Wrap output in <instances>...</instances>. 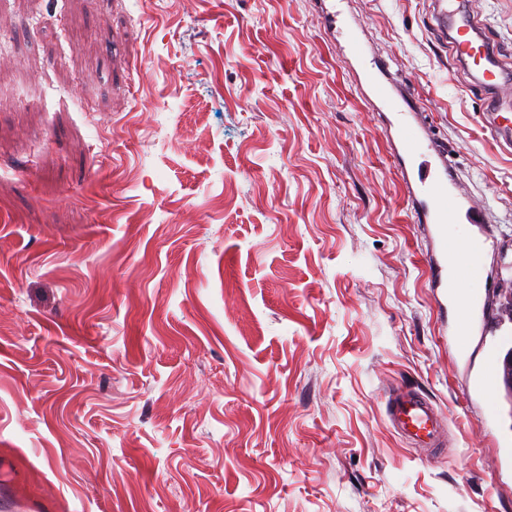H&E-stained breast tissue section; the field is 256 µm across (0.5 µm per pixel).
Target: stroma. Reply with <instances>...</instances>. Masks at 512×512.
I'll list each match as a JSON object with an SVG mask.
<instances>
[{
	"mask_svg": "<svg viewBox=\"0 0 512 512\" xmlns=\"http://www.w3.org/2000/svg\"><path fill=\"white\" fill-rule=\"evenodd\" d=\"M432 2L0 0V512H512L495 337L444 334L365 74L483 208L512 327V147ZM461 2L512 62V0ZM512 354V349H510ZM506 353L503 366H504V376H503V384L501 378V359L494 349H490L485 352L480 370L476 377L475 387L479 394V396L483 400L485 417L483 420V425L485 427H489L492 422L495 420L496 415V407L497 400L496 394L498 390L504 385V390L506 393V398L508 395L509 380L512 379V366L509 367L506 362V357L509 353ZM388 416L393 428L412 444L438 448L443 443L441 413L415 392H394L389 399Z\"/></svg>",
	"mask_w": 512,
	"mask_h": 512,
	"instance_id": "35a3bbf8",
	"label": "stroma"
}]
</instances>
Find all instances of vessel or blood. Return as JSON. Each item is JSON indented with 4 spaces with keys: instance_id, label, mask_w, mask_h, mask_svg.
Masks as SVG:
<instances>
[{
    "instance_id": "obj_1",
    "label": "vessel or blood",
    "mask_w": 512,
    "mask_h": 512,
    "mask_svg": "<svg viewBox=\"0 0 512 512\" xmlns=\"http://www.w3.org/2000/svg\"><path fill=\"white\" fill-rule=\"evenodd\" d=\"M457 2L437 0L438 29L447 39L454 61L471 64L476 70L478 84L494 105L486 116L488 124L499 137L512 141V117L501 108L504 98H512V81L504 77L507 65L496 47L483 37L476 20L459 11ZM379 95L381 109L393 117L400 138L398 161L404 169L416 173L405 184L407 197L419 223L429 225L437 246V258L430 267L432 285L440 289L442 301L455 304L453 334L457 342H464L487 316L490 283L485 245L476 238L458 242L448 227L482 223L483 211L460 185L449 181L445 155L434 149L425 130L409 121L412 109L408 93L394 94L383 89ZM501 386V359L491 349L483 356L475 382L483 400L484 425H491L495 419L496 394ZM388 416L393 428L412 444L423 448L441 446L442 416L425 397L411 391L394 392L388 403Z\"/></svg>"
}]
</instances>
